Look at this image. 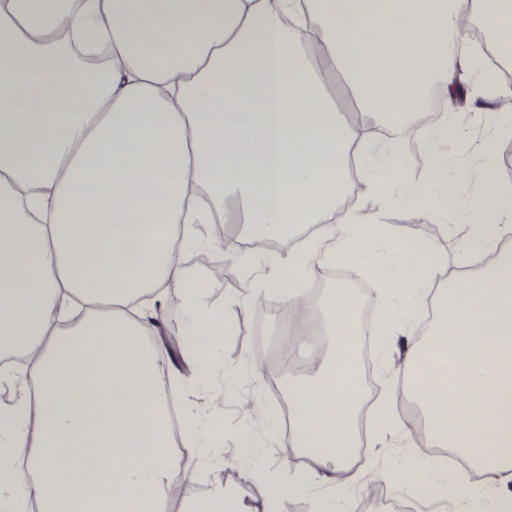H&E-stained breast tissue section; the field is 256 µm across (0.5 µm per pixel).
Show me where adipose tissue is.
<instances>
[{
	"mask_svg": "<svg viewBox=\"0 0 512 512\" xmlns=\"http://www.w3.org/2000/svg\"><path fill=\"white\" fill-rule=\"evenodd\" d=\"M476 9L512 54V0H0V356L27 394L0 413V512H158L181 463L224 439L223 416L180 401L179 368L159 357L148 306L170 285L197 342L184 350L198 389L243 303L273 291L293 340L307 334L306 285L332 263L356 280L376 272L373 306L402 337L403 384L432 447L470 473L452 512H512V188L489 131L458 184L476 182L481 222L455 249L393 243L397 263H367L389 206L432 222L455 211L440 145L473 121L453 91ZM389 140L423 146L426 176L348 123L330 81ZM370 177L369 205L344 207L349 153ZM241 207L247 241L319 224L323 236L276 275L211 299L179 239L207 247L200 225ZM484 257L479 273L468 257ZM448 287L428 336L392 304ZM327 343L288 381L289 442L308 459L269 486L263 512L314 483L349 485L364 393L353 362L356 311L343 291L323 302Z\"/></svg>",
	"mask_w": 512,
	"mask_h": 512,
	"instance_id": "adipose-tissue-1",
	"label": "adipose tissue"
}]
</instances>
